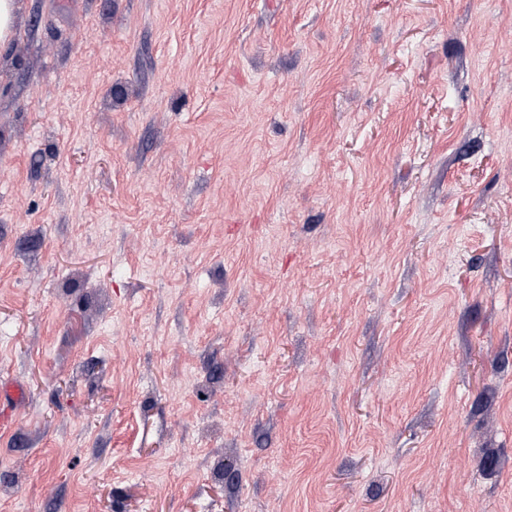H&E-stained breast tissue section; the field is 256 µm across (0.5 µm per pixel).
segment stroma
Wrapping results in <instances>:
<instances>
[{
  "instance_id": "obj_1",
  "label": "stroma",
  "mask_w": 512,
  "mask_h": 512,
  "mask_svg": "<svg viewBox=\"0 0 512 512\" xmlns=\"http://www.w3.org/2000/svg\"><path fill=\"white\" fill-rule=\"evenodd\" d=\"M0 512H512V0H17ZM24 396L23 390L17 385L0 387V430L9 431L15 425L14 406Z\"/></svg>"
}]
</instances>
